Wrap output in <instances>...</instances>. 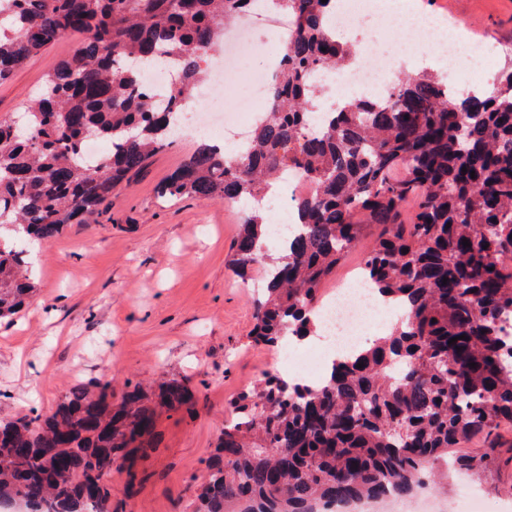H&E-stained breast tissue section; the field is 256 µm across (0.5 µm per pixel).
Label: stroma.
I'll use <instances>...</instances> for the list:
<instances>
[{
	"mask_svg": "<svg viewBox=\"0 0 512 512\" xmlns=\"http://www.w3.org/2000/svg\"><path fill=\"white\" fill-rule=\"evenodd\" d=\"M422 3L500 47L478 81L493 84L512 59V0ZM80 40L60 39L1 82L0 117L23 112ZM197 143L184 130L98 212L26 253L36 291L24 311L0 321V420L49 416L73 386L99 378L118 389L176 378L193 390L191 408H157L144 453L113 470L112 512H193L231 402L265 376L289 373L280 349L248 338L262 284L259 271L245 283L228 264L240 209L158 195ZM462 448L493 455L481 477L449 485V504L479 495L488 512H512V426L498 430L495 444L478 436Z\"/></svg>",
	"mask_w": 512,
	"mask_h": 512,
	"instance_id": "stroma-1",
	"label": "stroma"
}]
</instances>
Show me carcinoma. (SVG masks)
<instances>
[{
	"label": "carcinoma",
	"mask_w": 512,
	"mask_h": 512,
	"mask_svg": "<svg viewBox=\"0 0 512 512\" xmlns=\"http://www.w3.org/2000/svg\"><path fill=\"white\" fill-rule=\"evenodd\" d=\"M9 2L0 81L62 37L85 38L21 121L0 119V318L19 313L33 289L4 234L53 240L170 146L175 113L207 78L224 21L256 0ZM269 2L295 24L248 149L234 155L203 139L160 193L249 205L229 264L240 275L264 264L254 344L319 335L321 287L369 236L363 275L405 316L373 345L331 360L318 384L268 375L234 402L194 512H336L410 496L429 474L443 488L453 472L480 475L488 453L455 449L512 424V61L492 89L461 94L433 68L403 73L383 95L347 100L316 124L312 75L354 54L336 39L332 0ZM164 55L175 80L159 101L141 82ZM91 137L109 145L94 165L82 159ZM290 171L312 191L294 201L300 228L269 254L270 224L254 203ZM154 397L170 408L192 401L172 379L155 395L126 390L114 407L112 382L93 381L44 419L0 421V502L108 512L112 465L151 434Z\"/></svg>",
	"instance_id": "obj_1"
}]
</instances>
